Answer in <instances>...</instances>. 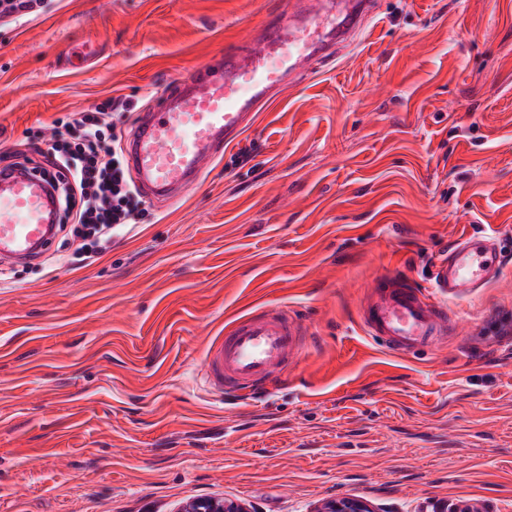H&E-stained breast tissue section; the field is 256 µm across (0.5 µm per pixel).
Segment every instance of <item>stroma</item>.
Masks as SVG:
<instances>
[{
    "label": "stroma",
    "mask_w": 512,
    "mask_h": 512,
    "mask_svg": "<svg viewBox=\"0 0 512 512\" xmlns=\"http://www.w3.org/2000/svg\"><path fill=\"white\" fill-rule=\"evenodd\" d=\"M288 0H40L0 19V167L38 172L56 119L131 113L246 45ZM93 43L81 69L65 53ZM180 198L89 260L71 222L0 259V512H176L197 497L310 512L443 499L512 512V264L449 300L415 356L361 323L381 278L432 285L448 241L512 257V0H377L359 41L261 106ZM292 310L297 357L267 396L208 393L203 350ZM311 512H385V510L368 497L341 494L321 501Z\"/></svg>",
    "instance_id": "stroma-1"
}]
</instances>
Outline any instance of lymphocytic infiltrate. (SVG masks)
Listing matches in <instances>:
<instances>
[{"label":"lymphocytic infiltrate","mask_w":512,"mask_h":512,"mask_svg":"<svg viewBox=\"0 0 512 512\" xmlns=\"http://www.w3.org/2000/svg\"><path fill=\"white\" fill-rule=\"evenodd\" d=\"M117 140L102 110L58 120L48 143L46 174L53 185L67 189L64 212L87 258L106 249L113 228L129 226L141 204L125 176Z\"/></svg>","instance_id":"lymphocytic-infiltrate-1"}]
</instances>
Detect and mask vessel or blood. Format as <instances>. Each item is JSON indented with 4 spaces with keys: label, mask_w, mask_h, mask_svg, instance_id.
<instances>
[{
    "label": "vessel or blood",
    "mask_w": 512,
    "mask_h": 512,
    "mask_svg": "<svg viewBox=\"0 0 512 512\" xmlns=\"http://www.w3.org/2000/svg\"><path fill=\"white\" fill-rule=\"evenodd\" d=\"M289 16H275L249 51H225L218 65L190 72L139 116L123 147L149 198L173 197L196 182L206 164L244 133L256 108L286 79L320 66L332 48L361 31L375 0H293ZM48 180L0 171V255L26 258L54 238ZM490 239L462 238L434 267L433 290L387 278L362 312L368 335L395 354L431 346L448 321L447 300L489 287L500 275ZM302 329L287 310L252 312L206 346V380L216 393L259 392L300 347Z\"/></svg>",
    "instance_id": "vessel-or-blood-1"
}]
</instances>
